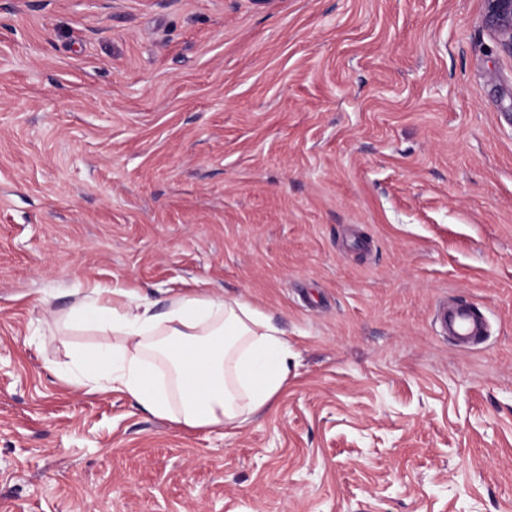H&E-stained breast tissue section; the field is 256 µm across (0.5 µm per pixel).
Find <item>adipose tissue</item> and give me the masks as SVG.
<instances>
[{
	"mask_svg": "<svg viewBox=\"0 0 512 512\" xmlns=\"http://www.w3.org/2000/svg\"><path fill=\"white\" fill-rule=\"evenodd\" d=\"M63 328L111 335L76 352V382L120 392L154 416L233 435L268 408L294 356L283 330L240 296H176L160 314L118 288L92 285Z\"/></svg>",
	"mask_w": 512,
	"mask_h": 512,
	"instance_id": "ef3b65f1",
	"label": "adipose tissue"
}]
</instances>
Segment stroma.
<instances>
[{"label": "stroma", "mask_w": 512, "mask_h": 512, "mask_svg": "<svg viewBox=\"0 0 512 512\" xmlns=\"http://www.w3.org/2000/svg\"><path fill=\"white\" fill-rule=\"evenodd\" d=\"M483 0H0V512H512V58ZM93 284L257 304L234 436L67 382ZM474 304L465 346L439 308Z\"/></svg>", "instance_id": "stroma-1"}]
</instances>
